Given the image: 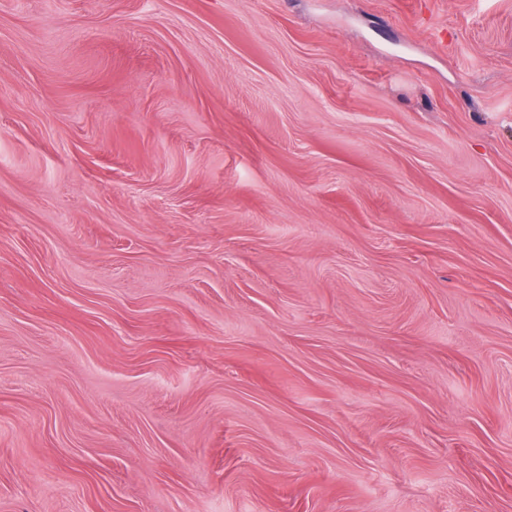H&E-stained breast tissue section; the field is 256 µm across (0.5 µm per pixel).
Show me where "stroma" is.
Returning <instances> with one entry per match:
<instances>
[{
	"instance_id": "obj_1",
	"label": "stroma",
	"mask_w": 512,
	"mask_h": 512,
	"mask_svg": "<svg viewBox=\"0 0 512 512\" xmlns=\"http://www.w3.org/2000/svg\"><path fill=\"white\" fill-rule=\"evenodd\" d=\"M0 512H512V0H0Z\"/></svg>"
}]
</instances>
